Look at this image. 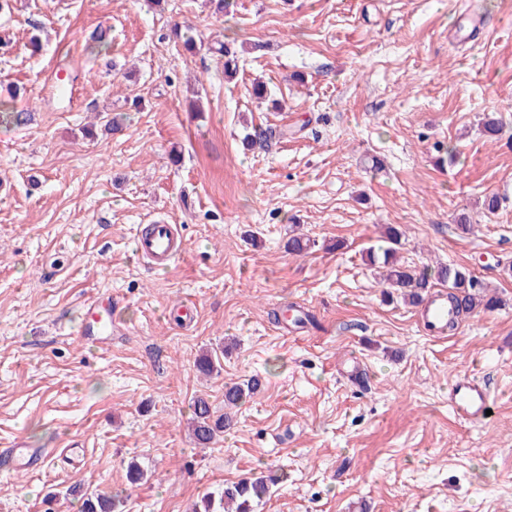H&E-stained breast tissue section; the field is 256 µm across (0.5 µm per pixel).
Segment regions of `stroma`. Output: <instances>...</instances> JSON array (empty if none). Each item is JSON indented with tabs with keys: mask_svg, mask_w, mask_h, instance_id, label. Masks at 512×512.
I'll list each match as a JSON object with an SVG mask.
<instances>
[{
	"mask_svg": "<svg viewBox=\"0 0 512 512\" xmlns=\"http://www.w3.org/2000/svg\"><path fill=\"white\" fill-rule=\"evenodd\" d=\"M468 13L483 37H456ZM62 77L76 98L58 101ZM11 84L34 119L0 126V448L53 455L0 465V512H81L96 493L193 512L268 469L288 480L254 512H512V0H232L224 17L209 0H16ZM115 115L124 131L98 133ZM258 128L270 142L243 149ZM156 221L186 243L166 269L135 251ZM390 226L404 266L467 267L500 305L434 336L421 307L384 302L367 250ZM93 293L119 305L105 346L77 333ZM205 353L219 373L198 372ZM461 375L489 388L485 422L452 412ZM253 377L233 429L197 445L194 398L223 411ZM257 378L249 379L246 383L235 384L225 388L224 409L232 410L245 402L247 397L253 395L259 388ZM48 457L44 448H0V461L23 471L38 470Z\"/></svg>",
	"mask_w": 512,
	"mask_h": 512,
	"instance_id": "obj_1",
	"label": "stroma"
}]
</instances>
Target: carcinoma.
<instances>
[{"instance_id":"1","label":"carcinoma","mask_w":512,"mask_h":512,"mask_svg":"<svg viewBox=\"0 0 512 512\" xmlns=\"http://www.w3.org/2000/svg\"><path fill=\"white\" fill-rule=\"evenodd\" d=\"M31 113L16 112L12 101L0 99V125L11 126L25 124L30 120ZM400 234L397 229L389 230L390 247L383 251V263L388 266L385 277L386 284L401 292L403 300L410 304H418L424 300L432 282L437 280L448 288V303L466 314L481 309H489L497 304V297L490 293L488 286L465 267L440 266L434 272L426 269L412 270L399 266L392 261L395 246L399 245ZM259 388V380L252 378L245 383L225 388L224 409L226 412L214 415L209 402L202 396L193 400V435L202 446L210 444L224 430L234 425L229 410L238 407L246 398L253 395ZM281 476L276 473L259 474L243 478L237 482L224 485L220 502L208 498L204 500L203 512H215L219 506L224 512H252L253 503L270 495L271 488L276 486ZM117 507L116 498L90 496L83 501V512H114Z\"/></svg>"}]
</instances>
